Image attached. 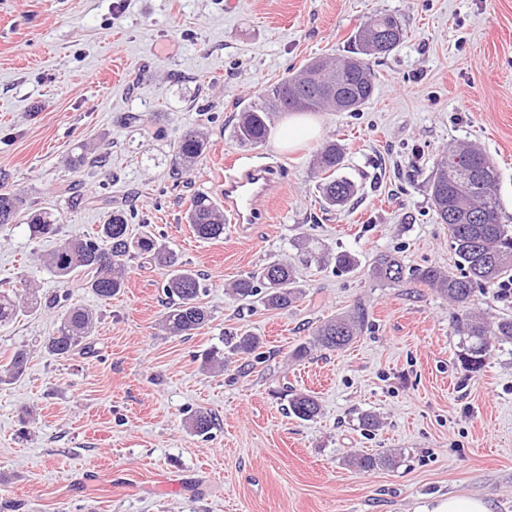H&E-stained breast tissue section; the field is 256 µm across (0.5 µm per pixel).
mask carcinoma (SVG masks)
<instances>
[{
  "mask_svg": "<svg viewBox=\"0 0 512 512\" xmlns=\"http://www.w3.org/2000/svg\"><path fill=\"white\" fill-rule=\"evenodd\" d=\"M405 38V29L397 18L380 13L360 26L352 35L349 54L334 61L315 59L298 73L287 76L265 91L263 104L248 103L239 111L231 137L241 146L265 143L270 136V112L340 111L336 101L327 95V85L343 78L354 112L371 99L375 90V73L366 58H377L397 48ZM207 136L200 131L183 134L176 143V158L182 168L192 171L206 150ZM343 149L334 141L320 148L315 168L323 175L318 184L322 207L329 211L346 205L356 194L350 179L337 175L343 167ZM492 165L485 152L474 144H463L444 152L436 163L430 181V195L441 223L448 225V236L455 256V269L445 273L428 266L410 268L395 254L381 253L375 259L371 275L393 288L422 284L437 290L454 308L452 324L459 336L457 354L467 372L480 371L492 348L512 346V316L490 317L473 308L476 291L492 288L512 280V226L502 223L497 183L471 177L460 180L464 171H477ZM26 216L29 234L33 238L53 235L58 220L47 211L33 208L15 191L0 188V226L14 223ZM473 215L475 222L459 223L462 215ZM131 216L123 209L109 211L106 223L98 231L62 242L51 254L48 268L63 284L77 283L89 288L101 299H110L125 287L127 261L137 255H148L165 271L163 285L167 312L162 320L164 330L173 336L190 335L212 320L211 312L201 302L204 292L197 273L187 269L176 253L158 242L152 235L133 238L129 234ZM186 220L194 234L203 241L224 238L227 225L224 212L209 194L197 192L190 198ZM232 294L239 300L262 296L264 304L274 310L294 306L302 296L294 269L286 262L272 261L238 278ZM40 302L28 292L22 296L0 292V325L17 319L22 313L38 310ZM94 324L93 313L81 306L67 307L60 317L57 335L48 339L45 351L65 358L76 351H89L86 343ZM368 327L365 308L337 315L321 323L306 341L291 353L295 360H304L316 350H340L351 345ZM263 341L248 334L230 344L229 355L218 349L207 354L208 368H223L233 356L264 357ZM25 349L15 350L10 360L0 365V383L20 378L29 362ZM288 410L299 420L311 421L321 411L318 397L307 392L291 395ZM216 426V418L206 411H196L190 418V429L206 436ZM390 454L354 453L348 464L360 471L396 464Z\"/></svg>",
  "mask_w": 512,
  "mask_h": 512,
  "instance_id": "1",
  "label": "carcinoma"
}]
</instances>
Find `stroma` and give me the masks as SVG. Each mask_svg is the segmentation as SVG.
<instances>
[{
  "label": "stroma",
  "instance_id": "obj_1",
  "mask_svg": "<svg viewBox=\"0 0 512 512\" xmlns=\"http://www.w3.org/2000/svg\"><path fill=\"white\" fill-rule=\"evenodd\" d=\"M381 12L407 36L371 59L375 91L359 111L318 113L319 135L292 150L275 137L281 112L266 143L230 138L241 105L310 59L346 54ZM131 112L143 122L128 123ZM188 130L208 145L176 187L174 146ZM329 141L358 192L326 213L314 159ZM462 141L493 160L512 224V0H0V176L59 220L44 239L20 221L0 226V291L29 285L41 302L0 326V361L30 353L26 373L0 385V512H429L451 494L512 512V356L493 352L465 372L447 299L370 275L384 251L412 267L452 266L429 185L441 152ZM101 153L105 166L77 162ZM234 156L275 165L277 196L257 223L199 240L188 200L211 192ZM102 196L201 275L207 326L162 331L165 275L148 257L129 260L124 290L107 301L65 291L46 269L63 240L106 222ZM300 240L352 252L359 266L306 262ZM277 259L296 268L295 307L229 295ZM65 292L95 323L90 353L56 359L43 342ZM358 303L371 330L291 359L319 323ZM235 331L261 337L264 359L204 369V353ZM287 386L316 392L320 415H290ZM198 410L217 419L209 437L187 426ZM363 412L379 416L378 430L359 426ZM393 448L392 468L346 462Z\"/></svg>",
  "mask_w": 512,
  "mask_h": 512
}]
</instances>
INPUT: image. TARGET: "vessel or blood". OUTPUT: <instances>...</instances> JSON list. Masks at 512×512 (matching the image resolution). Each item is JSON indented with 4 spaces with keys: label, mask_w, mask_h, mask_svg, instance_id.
Wrapping results in <instances>:
<instances>
[{
    "label": "vessel or blood",
    "mask_w": 512,
    "mask_h": 512,
    "mask_svg": "<svg viewBox=\"0 0 512 512\" xmlns=\"http://www.w3.org/2000/svg\"><path fill=\"white\" fill-rule=\"evenodd\" d=\"M231 223L242 225L255 221L257 212L272 200L269 177L264 167L249 166L224 177L213 189Z\"/></svg>",
    "instance_id": "1"
}]
</instances>
